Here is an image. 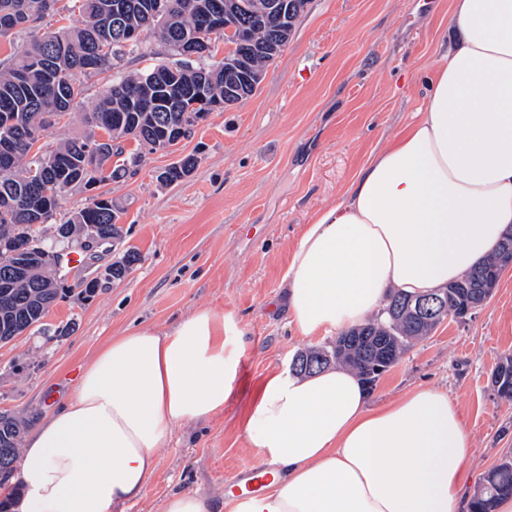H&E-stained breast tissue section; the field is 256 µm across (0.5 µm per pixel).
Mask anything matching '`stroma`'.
Returning a JSON list of instances; mask_svg holds the SVG:
<instances>
[{"label":"stroma","instance_id":"35a3bbf8","mask_svg":"<svg viewBox=\"0 0 512 512\" xmlns=\"http://www.w3.org/2000/svg\"><path fill=\"white\" fill-rule=\"evenodd\" d=\"M450 0H307L287 46L255 95L211 113L172 150L144 152L124 180L109 183L123 235L97 266L138 256L127 277L80 294L87 263L61 271L67 290L34 330L0 347V414L38 424L67 400L82 366L112 336L161 328L200 307L231 316L243 333L222 412L176 426L158 468L125 512H163L176 488L196 490L224 512L240 468L265 464L241 422L272 369L290 367L335 334L304 338L285 314L283 277L308 224L336 205L358 171L423 108L426 77L456 40ZM194 172L165 186L159 172L182 157ZM512 353V266L490 299L463 321L445 320L371 388L379 406L419 386L447 390L471 437L469 488L512 455V401L491 374Z\"/></svg>","mask_w":512,"mask_h":512}]
</instances>
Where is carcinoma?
Instances as JSON below:
<instances>
[{"mask_svg": "<svg viewBox=\"0 0 512 512\" xmlns=\"http://www.w3.org/2000/svg\"><path fill=\"white\" fill-rule=\"evenodd\" d=\"M58 0H0V15L13 14L27 25L14 30H0V40L20 33L28 39L13 54L11 65L0 71V133L4 127L14 131L17 146L6 162L0 160V244L16 246L29 238H42L46 224L55 230L68 227L79 234L88 227L111 239H119L120 208L112 203L108 192L88 197L80 209L65 212L62 201L72 190H85L87 184L105 185L134 171L142 162L136 149L125 151L124 142L167 148L178 135L188 137L192 127L186 124L185 112L192 98L202 93L207 101L224 99V65L210 61L204 54V38L211 33L210 18L224 11L225 0H166L167 8L156 11L155 0H75L77 26H53L51 16L62 20L70 16L56 8ZM237 5L238 22L249 30L252 40L239 48L259 71L267 67L262 47L278 41L285 32L267 20L255 8L256 0H230ZM134 29L153 36L175 50L177 44L191 42L198 57L194 61L175 59L160 62L139 73L123 68L125 58L143 49V38L130 40L114 36L115 28ZM102 54L98 73H112L101 90L93 111L85 112L82 121L90 135H99V161L96 169H87L83 148L88 136L72 138L56 148L29 138L30 130L39 127L44 133L45 115L55 116L53 126L72 119L73 104L81 99L84 80L90 74L80 69L79 60L88 52ZM198 158L187 155L159 174L166 185L188 177ZM512 245V231L505 235L486 260L448 285V317L459 320L468 310L488 302L482 285L500 277L506 268L504 253ZM137 261L133 253L113 262L111 276L126 277ZM62 288L54 270L40 268L21 279L12 271L6 251L0 252V338L13 340L35 327L58 299ZM415 297L403 293L391 296L386 308L364 323L341 333L328 348L312 347L304 354L320 370L332 363L353 370L363 382L372 385L379 378L370 372L374 354L385 353L394 365L416 342L425 338L434 325L416 321L408 303ZM499 378L497 396L512 401V354L504 355L492 372ZM27 421L0 414V472H15ZM10 489L0 499V512H13L20 497L19 485L0 483ZM512 496V457H504L485 476L470 501V512H495L497 503Z\"/></svg>", "mask_w": 512, "mask_h": 512, "instance_id": "cac0c4a2", "label": "carcinoma"}]
</instances>
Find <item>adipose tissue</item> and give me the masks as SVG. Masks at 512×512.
<instances>
[{"label": "adipose tissue", "mask_w": 512, "mask_h": 512, "mask_svg": "<svg viewBox=\"0 0 512 512\" xmlns=\"http://www.w3.org/2000/svg\"><path fill=\"white\" fill-rule=\"evenodd\" d=\"M450 24L457 39L424 108L299 240L284 284L301 336L359 325L391 293L445 287L512 225V0H452ZM233 328L201 307L112 337L29 434L23 512H117L138 500L173 426L223 411ZM243 436L276 478L229 512L469 510L470 436L436 387L374 407L348 368L273 371Z\"/></svg>", "instance_id": "obj_1"}]
</instances>
